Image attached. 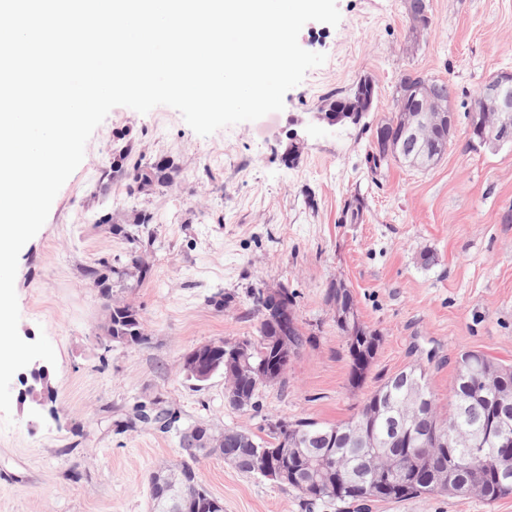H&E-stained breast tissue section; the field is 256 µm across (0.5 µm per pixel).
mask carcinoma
I'll return each instance as SVG.
<instances>
[{
	"mask_svg": "<svg viewBox=\"0 0 512 512\" xmlns=\"http://www.w3.org/2000/svg\"><path fill=\"white\" fill-rule=\"evenodd\" d=\"M416 12V20L428 28L431 25L429 0H407ZM377 93L375 84L368 78L359 80L345 94L331 95L325 102L338 99L350 100L357 96ZM171 180L164 168L150 163L138 162L133 167L127 193L134 196L154 186ZM253 314L258 319V338L253 344L264 348L265 338L275 334L266 320L268 298L266 291L259 289L252 293ZM139 315L130 307L114 304L109 309L105 324L107 336L113 342H123L122 329ZM347 335L350 356L349 384L358 387L363 383L377 355L381 336L375 332L370 336H352L347 328L341 329ZM265 384L254 378V372L244 367L238 374L240 396L254 406V399ZM512 391V366L503 365L480 351L461 356L458 361L454 384L448 394L451 413L442 418L438 412L435 395L425 384V372L417 367H408L389 377L362 404L358 412L347 421L334 426H321L313 421L288 423V432L268 424L267 437H258L247 431L226 428L224 432L250 439V442L224 449V457L241 472L254 474L251 464L255 450H265L276 460L283 461L287 476H270V480L299 492L307 504L318 502H401L423 495L439 492L448 496H465L469 489H476V495L493 505L501 499L512 496V474L503 477L494 468L493 456L504 452L492 448V443L481 440L488 424L495 420L509 428L507 436L512 437V403L495 406L489 399L497 392ZM374 419V432L378 438L389 439L394 429L401 426L426 442V457L420 464H411L404 455V449L393 447L383 450L379 456L374 449L357 444L341 448L339 455L344 459V470L339 477H324L305 483L302 476L307 468L304 458L286 449L297 447L307 441L316 455L329 451L328 441L332 434L341 433L353 421L367 415ZM454 460L448 468V460ZM200 457L186 453L180 461L187 474V481L178 488L159 490L149 482V512H224V505L214 498L197 480L196 464ZM452 470L449 477L451 488L434 490L429 479L435 472Z\"/></svg>",
	"mask_w": 512,
	"mask_h": 512,
	"instance_id": "1",
	"label": "carcinoma"
}]
</instances>
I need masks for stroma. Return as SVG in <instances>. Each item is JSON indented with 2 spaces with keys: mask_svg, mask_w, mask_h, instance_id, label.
<instances>
[{
  "mask_svg": "<svg viewBox=\"0 0 512 512\" xmlns=\"http://www.w3.org/2000/svg\"><path fill=\"white\" fill-rule=\"evenodd\" d=\"M336 3L337 26L302 28L300 45L327 59L286 93L282 111L202 137L171 107L141 114L118 106L94 131L19 255L18 331L52 343L54 393L24 401L19 379L11 381L13 424L0 425V512H148L150 473L179 459V432L196 422L260 437L284 417L335 424L411 365L425 369L444 416L463 353L512 365V142L483 146L469 131L481 87L512 72V0H429L432 23L417 35L406 0ZM408 70L448 82L454 134L427 169L392 162L371 170L375 124ZM364 77L378 91L366 119L312 122L324 97ZM292 132L305 148L288 161ZM123 148L133 163H174L173 183L128 197V176L112 170ZM354 195L366 209L361 223L347 224ZM140 211L153 221L132 244L122 231ZM133 250L149 278L130 269ZM93 269L108 274L111 298ZM339 279L381 337L357 389L326 301ZM282 284L295 292V317L311 341L291 361L287 387L262 388L254 408L233 410L223 374L195 381L181 358L203 343L257 338L251 292ZM110 301L139 313L141 344L107 338ZM142 404L176 412L175 429L136 420ZM197 475L224 512H356L340 502L306 506L297 491L219 457L202 459ZM368 512H512V497L490 505L475 495H431L373 503Z\"/></svg>",
  "mask_w": 512,
  "mask_h": 512,
  "instance_id": "1",
  "label": "stroma"
}]
</instances>
